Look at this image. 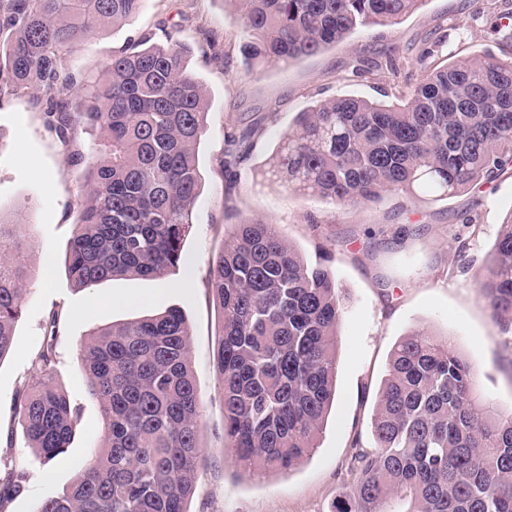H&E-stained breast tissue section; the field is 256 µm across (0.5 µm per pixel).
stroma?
I'll list each match as a JSON object with an SVG mask.
<instances>
[{"label":"stroma","instance_id":"1","mask_svg":"<svg viewBox=\"0 0 512 512\" xmlns=\"http://www.w3.org/2000/svg\"><path fill=\"white\" fill-rule=\"evenodd\" d=\"M505 0H425L392 27L374 26L288 65L243 72L238 44L242 22L230 0H147L129 24L90 33L67 57L77 78H94L100 66L143 34L166 23L174 38L193 47L191 70L210 102L198 146L203 178L184 245L186 265L162 280L123 278L75 288L65 258L79 220L85 161L97 137L77 129L62 143L45 122L46 101L29 90L0 97V210L32 225L36 246L28 262L39 274L29 287L11 352L0 359V471L24 472L22 491L0 512H35L39 502L61 493L89 460L101 436L100 408L89 394L79 355L94 326L119 324L177 307L191 333V366L204 400L201 444L208 463L190 512H334L350 493L353 443L371 449L372 417L395 343L423 329L448 339L477 370L479 389L501 411L512 410V352L503 348L500 327L478 294L474 276L491 252L502 224L512 215V172L479 191L408 203L388 194L371 206L337 208L265 182L260 172L282 135L300 113L338 96L391 101L396 91L384 78L356 74L359 64L395 51L417 62L434 39L455 60L488 51L508 59L512 46L492 33L494 12ZM263 134L238 168L233 191L218 170L224 138L243 122ZM239 213L279 225L285 239L312 264L327 266L345 300L338 328L337 399L311 458L286 475H246L235 465L224 438L223 404L214 371L218 311L206 280L213 259L228 243ZM476 225H469L471 216ZM62 309L55 378L80 414L65 454L46 463L28 446L12 410L30 357L50 328L48 315Z\"/></svg>","mask_w":512,"mask_h":512}]
</instances>
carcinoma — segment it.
Masks as SVG:
<instances>
[{
	"label": "carcinoma",
	"instance_id": "carcinoma-1",
	"mask_svg": "<svg viewBox=\"0 0 512 512\" xmlns=\"http://www.w3.org/2000/svg\"><path fill=\"white\" fill-rule=\"evenodd\" d=\"M146 0H0V92L44 94L47 125L69 140L96 133L79 224L66 257L77 288L117 277L162 278L186 263L184 241L201 188L196 148L206 129V91L189 71L193 48L165 26L113 52L80 85L66 55L80 35L132 21ZM247 72L312 56L360 28L395 26L426 0H234ZM494 31L512 42V9ZM424 71L389 55L375 67L400 89L392 103L340 97L302 113L283 134L262 179L302 196L357 207L386 192L448 197L512 169V60L490 53L428 62ZM261 127L227 134L226 191ZM28 228L0 211V360L13 347L26 287ZM208 288L219 311L215 371L224 438L252 473L285 474L318 447L336 401L338 327L344 304L330 271L312 265L276 224L238 216L212 261ZM494 318L512 327V214L475 273ZM31 357L14 413L47 462L67 452L78 410L55 380L57 326ZM90 395L102 414L98 450L63 492L36 512H189L199 467L204 402L191 369L190 331L177 308L93 327L80 347ZM476 370L426 332L399 339L373 418V451L354 456L351 494L336 512H512V412L476 389ZM24 475L0 476V504Z\"/></svg>",
	"mask_w": 512,
	"mask_h": 512
}]
</instances>
